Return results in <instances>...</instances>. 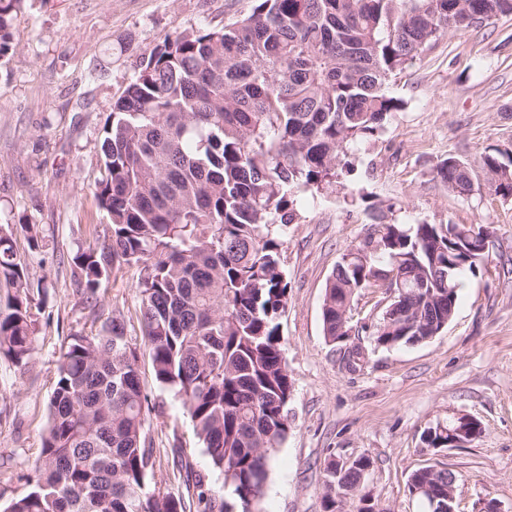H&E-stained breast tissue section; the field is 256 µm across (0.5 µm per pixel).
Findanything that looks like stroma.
<instances>
[{
	"label": "stroma",
	"mask_w": 512,
	"mask_h": 512,
	"mask_svg": "<svg viewBox=\"0 0 512 512\" xmlns=\"http://www.w3.org/2000/svg\"><path fill=\"white\" fill-rule=\"evenodd\" d=\"M253 0H24L13 49L0 59V224H30L15 248L28 280L42 286L33 312L35 352L25 369L0 360V512L24 491L38 456L60 352L79 332L121 313L139 355L153 450L152 490L186 494L194 476L213 490L223 477L201 447L180 399L155 379L142 342L139 269L113 270L97 298H83L75 254L103 240L108 220L94 187L101 177V129L144 56L171 34L219 28L246 17ZM400 101L383 132L358 144L352 164L324 195L298 197L281 236L288 304L279 318L293 381L290 429L276 448L262 512H322L323 463L365 456L364 485L380 512H425L409 493L417 469L456 476L461 512H512V201L459 195L436 176L441 162L469 163L512 149V16L441 38L397 72ZM404 224H484L492 274H464L456 313L431 340L391 349L372 333L387 304L382 290L356 296L351 334L323 333L325 287L379 209ZM360 348L356 369L345 351ZM468 414L481 436L463 448H430L421 434Z\"/></svg>",
	"instance_id": "1"
}]
</instances>
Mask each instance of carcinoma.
I'll use <instances>...</instances> for the list:
<instances>
[{"mask_svg":"<svg viewBox=\"0 0 512 512\" xmlns=\"http://www.w3.org/2000/svg\"><path fill=\"white\" fill-rule=\"evenodd\" d=\"M22 0H0V58ZM512 15V0H254L251 14L219 29L167 36L116 99L101 141L95 196L107 236L75 256L83 293H99L123 265L140 269L143 344L158 383L187 408L212 466L250 512L264 493L271 453L288 435L293 382L279 318L288 300L278 235L297 217L294 198L336 183L354 146L384 129L398 103L392 75L450 31ZM491 194L512 200V154L484 155ZM439 179L474 191L471 166L443 161ZM483 224H414L375 217L371 231L329 277L324 336H350L355 296L388 284L373 333L378 348L427 341L456 311L460 275L490 272L487 252L448 270V232ZM0 224V358L22 369L37 320L14 235ZM49 425L29 489L6 512H186L183 498L149 489L147 398L121 314L61 351ZM456 422L422 435L448 447ZM369 458L324 462L323 512H375L363 492ZM199 512H229L203 479ZM410 487L432 512L448 471L427 466Z\"/></svg>","mask_w":512,"mask_h":512,"instance_id":"carcinoma-1","label":"carcinoma"}]
</instances>
